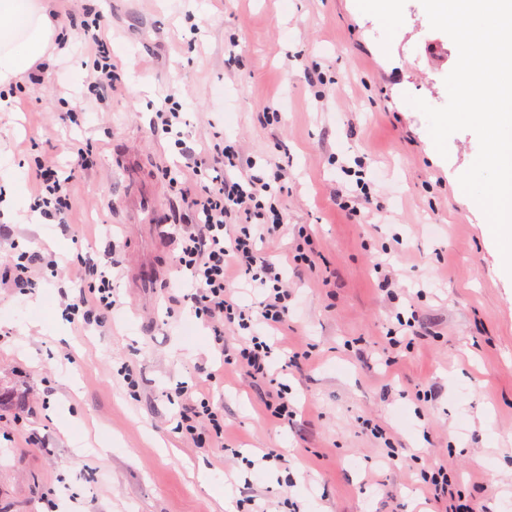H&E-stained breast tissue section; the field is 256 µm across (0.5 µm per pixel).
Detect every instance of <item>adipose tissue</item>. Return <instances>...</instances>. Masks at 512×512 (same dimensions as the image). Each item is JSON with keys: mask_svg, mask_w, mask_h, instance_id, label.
<instances>
[{"mask_svg": "<svg viewBox=\"0 0 512 512\" xmlns=\"http://www.w3.org/2000/svg\"><path fill=\"white\" fill-rule=\"evenodd\" d=\"M65 36L35 0H0V85L46 59L55 40Z\"/></svg>", "mask_w": 512, "mask_h": 512, "instance_id": "ef3b65f1", "label": "adipose tissue"}]
</instances>
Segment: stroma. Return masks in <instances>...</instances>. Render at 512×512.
<instances>
[{"label":"stroma","mask_w":512,"mask_h":512,"mask_svg":"<svg viewBox=\"0 0 512 512\" xmlns=\"http://www.w3.org/2000/svg\"><path fill=\"white\" fill-rule=\"evenodd\" d=\"M64 31L101 14L122 90L95 109L85 80L91 58L73 40L68 60L39 81H19L13 111L0 112V154L28 173L36 152L60 163L92 142L98 161L71 185L72 210L37 225L0 223V264L12 248L120 266L123 301L109 326L80 329L60 316L54 278L32 293L0 286V512H431L424 471L445 466L471 494L475 512H512V276L459 177L479 152L469 130L436 151L425 116L408 97L443 107L458 50L432 29L420 0H397L385 17L371 0H51ZM440 45L431 60L426 47ZM82 78L71 81V71ZM179 88L183 148L150 129L152 105ZM80 108L81 126L62 123ZM278 121H269L268 109ZM244 144L258 165L287 161L286 230L262 243L296 293L285 342L308 355L283 375L298 408L294 423L266 417V386L221 369L209 329L188 337L189 309L172 310L183 278L164 229L124 218L130 191L112 170L122 149L140 154L151 195L169 224L187 208L160 174L211 146V133ZM363 162L382 212L360 224L336 197ZM322 258L294 271L299 227ZM390 246L394 288L372 267ZM417 310L424 334L392 351L395 313ZM394 356L392 367L383 364ZM133 364L138 389L116 370ZM222 370L210 382L224 409V440L197 448L174 433L177 384L195 365ZM431 398L416 400V392ZM494 429L496 447L486 441ZM111 451L102 453L99 443ZM397 448L400 460L388 459ZM282 464L246 470L266 449ZM206 466L210 489L198 481Z\"/></svg>","instance_id":"35a3bbf8"}]
</instances>
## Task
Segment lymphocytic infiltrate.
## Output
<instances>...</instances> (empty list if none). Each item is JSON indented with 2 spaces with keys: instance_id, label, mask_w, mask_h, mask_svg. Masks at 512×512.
<instances>
[{
  "instance_id": "f902f5d3",
  "label": "lymphocytic infiltrate",
  "mask_w": 512,
  "mask_h": 512,
  "mask_svg": "<svg viewBox=\"0 0 512 512\" xmlns=\"http://www.w3.org/2000/svg\"><path fill=\"white\" fill-rule=\"evenodd\" d=\"M80 28L84 48L93 59L89 86L97 104L102 105L119 83L109 42L98 14L85 16ZM74 153V159L64 165L42 154L33 160V207L43 218H60L70 211L69 185L95 158L93 151L81 144ZM255 165V159L247 157L239 143L222 140L194 157L189 166L167 171L170 186L190 206L197 224L196 231L176 236L175 262L187 276L183 300L195 318L211 330L213 349L222 364L265 382L267 416L287 424L294 421L297 411L278 377L301 369V356L282 351L269 334L287 324L292 295L283 273L263 256L259 244L279 233L285 224L288 167L275 162L270 172L258 174ZM69 267L80 287L73 297L61 292L63 316L82 328L102 327L120 307L112 262H90L79 255ZM235 269L260 290L261 298L253 305L242 306L234 300L230 273ZM40 271L58 276L55 257L36 261L28 252L18 251L9 263L0 266V284L26 290ZM228 327L246 331L238 347H225L224 330ZM176 396L180 408L174 433L198 448L223 438L224 414L214 407L208 390L199 384L185 385L177 388Z\"/></svg>"
}]
</instances>
